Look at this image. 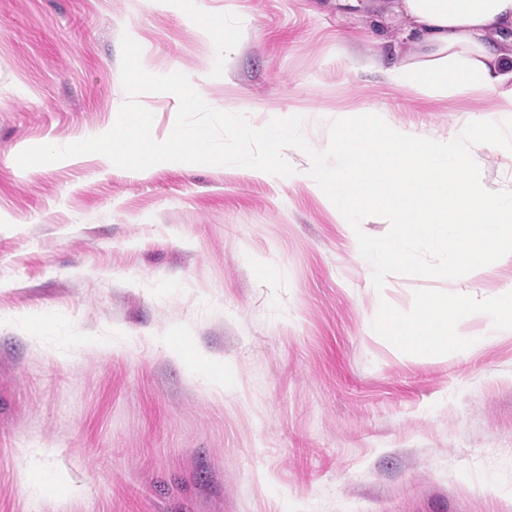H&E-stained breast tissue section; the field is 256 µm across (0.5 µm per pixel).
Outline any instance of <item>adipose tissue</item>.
Wrapping results in <instances>:
<instances>
[{"label": "adipose tissue", "instance_id": "obj_1", "mask_svg": "<svg viewBox=\"0 0 512 512\" xmlns=\"http://www.w3.org/2000/svg\"><path fill=\"white\" fill-rule=\"evenodd\" d=\"M395 9L411 25L416 54L385 69V79L412 91L476 92L496 98L512 114V0H397ZM485 332L472 336V319ZM512 329V290L483 308L464 297H427L412 314L383 310L376 334L409 352L459 358Z\"/></svg>", "mask_w": 512, "mask_h": 512}]
</instances>
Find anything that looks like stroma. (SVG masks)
Listing matches in <instances>:
<instances>
[{
	"label": "stroma",
	"instance_id": "stroma-1",
	"mask_svg": "<svg viewBox=\"0 0 512 512\" xmlns=\"http://www.w3.org/2000/svg\"><path fill=\"white\" fill-rule=\"evenodd\" d=\"M405 25L377 0H0V315L49 321L41 339L0 324V512H512V330L446 359L372 329L429 294L485 306L511 263L379 291L309 180L16 163L116 122L126 35L214 109L297 114L318 151L340 109L442 141L512 121L489 96L388 84L414 54ZM472 152L488 190H512V139ZM198 348L228 394L174 357ZM25 448L65 484L29 495Z\"/></svg>",
	"mask_w": 512,
	"mask_h": 512
}]
</instances>
